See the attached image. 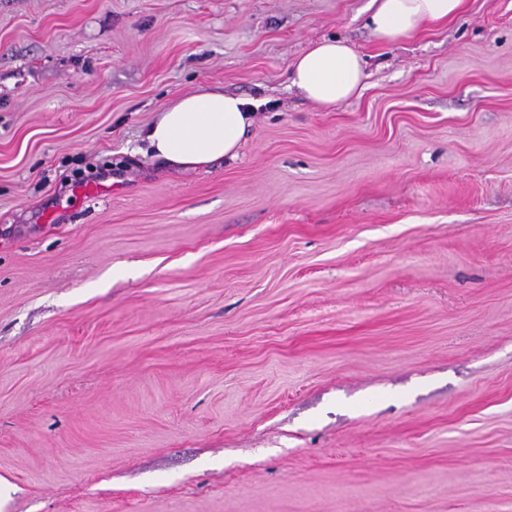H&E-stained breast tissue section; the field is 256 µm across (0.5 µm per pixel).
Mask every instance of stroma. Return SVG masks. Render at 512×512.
Returning <instances> with one entry per match:
<instances>
[{
  "instance_id": "1",
  "label": "stroma",
  "mask_w": 512,
  "mask_h": 512,
  "mask_svg": "<svg viewBox=\"0 0 512 512\" xmlns=\"http://www.w3.org/2000/svg\"><path fill=\"white\" fill-rule=\"evenodd\" d=\"M370 12L0 0V512H512V0ZM213 88L237 159L138 154ZM465 0H372L368 25L382 43H393L423 27L448 22L462 10ZM366 60L338 39L315 43L294 62L290 79L315 106L331 107L360 95L364 88Z\"/></svg>"
}]
</instances>
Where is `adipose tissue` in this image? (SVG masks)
I'll list each match as a JSON object with an SVG mask.
<instances>
[{
  "label": "adipose tissue",
  "instance_id": "1",
  "mask_svg": "<svg viewBox=\"0 0 512 512\" xmlns=\"http://www.w3.org/2000/svg\"><path fill=\"white\" fill-rule=\"evenodd\" d=\"M465 0H372L368 24L378 41L393 43L425 26L446 22ZM366 61L338 39L315 43L294 62L290 79L309 102L331 107L360 95ZM249 100L220 90L179 98L159 113L144 139L152 155L177 170H194L233 160L253 124Z\"/></svg>",
  "mask_w": 512,
  "mask_h": 512
}]
</instances>
